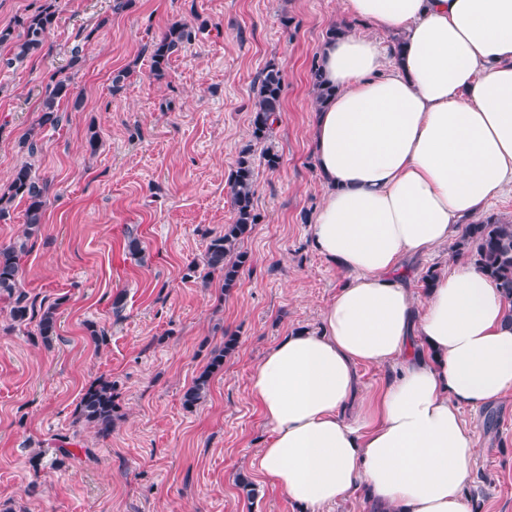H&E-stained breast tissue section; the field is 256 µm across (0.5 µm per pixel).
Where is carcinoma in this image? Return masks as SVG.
<instances>
[{
    "label": "carcinoma",
    "mask_w": 512,
    "mask_h": 512,
    "mask_svg": "<svg viewBox=\"0 0 512 512\" xmlns=\"http://www.w3.org/2000/svg\"><path fill=\"white\" fill-rule=\"evenodd\" d=\"M58 9L59 0H43L37 10L18 21V28L8 26L0 29V46L9 47L8 53L0 54V68H13L41 52L53 29ZM195 37V31L188 24L175 21L161 39L150 45L151 72L155 80L160 81L166 77L170 57ZM309 73L314 102L318 106L332 95V88L324 86L320 80L318 62L311 64ZM70 101H77L70 80L61 78L48 85L38 123L20 141L21 149L30 155L37 153L41 129L58 126L61 121L59 106ZM282 102V71L278 64L270 62L254 87L250 117L251 140L239 151L229 179L234 201L233 220L224 225L222 231L210 236L202 265L188 267V273L201 278L204 283L210 275L219 274L226 292L237 287L241 274L251 263V255L244 248V241L253 226L259 223V214L254 208V146L264 145V164L270 169L278 167V151L267 141L274 120L282 112ZM47 191V182L33 173L30 164L16 169L7 188L0 190V218L6 216L17 201L24 204L25 216L24 239L0 247V294L7 295L11 300L12 320L19 325L36 323L38 335L49 343L56 335L58 311L62 302L36 303L21 288L19 279L21 259L28 251V240L38 233L43 224ZM452 248L457 254H468L483 274L497 282L504 298L512 305L511 218L490 214L473 224L465 225ZM236 345V337L226 335L223 345L211 349L206 366L183 394V405L186 408H193L206 398L212 377L224 369V358L235 350ZM115 397L112 381L101 377L90 383L76 407L78 420L93 427L100 436H109L118 417Z\"/></svg>",
    "instance_id": "1"
}]
</instances>
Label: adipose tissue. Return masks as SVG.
Returning a JSON list of instances; mask_svg holds the SVG:
<instances>
[{
	"label": "adipose tissue",
	"instance_id": "obj_1",
	"mask_svg": "<svg viewBox=\"0 0 512 512\" xmlns=\"http://www.w3.org/2000/svg\"><path fill=\"white\" fill-rule=\"evenodd\" d=\"M399 34L324 43L335 89L313 114L325 189L310 247L346 283L268 348L249 394L271 436L258 468L303 512L365 491L373 512H471L474 437L462 408L512 395V305L464 258L423 303L404 262L448 244L512 191V0H345ZM396 372L357 394V366Z\"/></svg>",
	"mask_w": 512,
	"mask_h": 512
}]
</instances>
